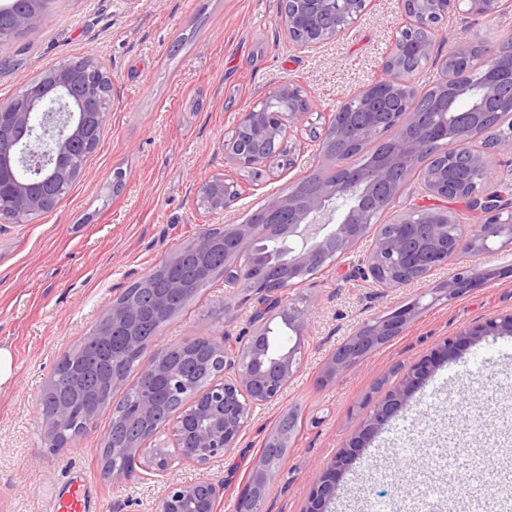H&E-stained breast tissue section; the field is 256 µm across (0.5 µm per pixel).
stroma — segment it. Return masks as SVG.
I'll use <instances>...</instances> for the list:
<instances>
[{
    "instance_id": "1",
    "label": "stroma",
    "mask_w": 512,
    "mask_h": 512,
    "mask_svg": "<svg viewBox=\"0 0 512 512\" xmlns=\"http://www.w3.org/2000/svg\"><path fill=\"white\" fill-rule=\"evenodd\" d=\"M282 0H58L49 22L37 23L25 47L0 45V104L15 89L71 58L101 65L112 83V110L82 175L49 213L25 224H0V347L14 357L0 388V512H53L65 483L91 481L90 512H158L169 484L223 483L218 512H235L240 490L267 434L291 409L302 414L288 452L274 472L267 512H305L321 468L341 451L369 410L397 387L404 372L445 339L512 313V276L488 281L454 299L427 306L406 329L358 363L319 385L327 361L364 323L382 317L448 279L450 268L386 292L346 278L351 258L307 277L288 295L308 312L298 370L282 397L256 410L231 454L199 466L173 459L167 472L139 469L131 479L106 474L102 452L109 414L60 454L49 453L41 398L62 356L94 329L102 313L133 282L202 229L245 223L271 195L288 194L320 168L321 142L300 132L294 167L260 180L226 163L222 142L241 112L276 86H303L319 112H333L381 79L392 50L397 0H371L339 38L298 49L280 24ZM492 44L512 37V8L491 18L451 14L432 58L415 76L419 89L440 82L439 61L460 35ZM19 56L21 64L4 68ZM124 185L113 192L116 172ZM228 176L239 200L221 214L199 206L201 185ZM256 300L216 279L167 321L147 355L207 335L244 337ZM487 382L464 388V374ZM470 401L472 429L456 434L450 458L477 496L495 461L473 466L475 443L512 454V335L488 336L439 367L406 407L364 449L342 479L335 512H414L411 480L393 490L400 468L419 473L446 456L449 404Z\"/></svg>"
}]
</instances>
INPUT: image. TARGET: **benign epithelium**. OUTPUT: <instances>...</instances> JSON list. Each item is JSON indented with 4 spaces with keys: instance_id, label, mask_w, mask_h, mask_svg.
<instances>
[{
    "instance_id": "benign-epithelium-1",
    "label": "benign epithelium",
    "mask_w": 512,
    "mask_h": 512,
    "mask_svg": "<svg viewBox=\"0 0 512 512\" xmlns=\"http://www.w3.org/2000/svg\"><path fill=\"white\" fill-rule=\"evenodd\" d=\"M466 4V12L476 17H493L507 8L512 0H400V23L392 53L386 62L388 77L367 85L357 95L359 106L370 116L361 130H355L349 113L336 112L322 126L309 132L316 139L337 133L336 147L326 151L333 162L330 174L335 179L321 184L312 194L299 198L290 193L274 197L256 211L248 224L224 225L225 236L233 247H225L224 277L231 278L245 293L261 294L272 304L274 316L301 336L307 327L306 309L295 299L280 294L278 283L303 280L331 267L350 253L372 226L369 212L359 205L349 208L343 203L352 191L351 184L373 194L392 185V176L409 172L421 158L431 159L436 173L422 180L424 192L438 199L453 195L462 198L469 210L481 217L483 231L477 235L448 236L447 227L458 217L441 208L422 210L405 208L395 215L392 224L401 233H376L373 247L353 267L351 277L363 279L386 289L400 288L426 276L441 266L455 267V273L435 291L433 299L454 298L478 288L483 278L471 272L463 259L478 256L490 246L512 249V209L501 203L497 192L485 185L491 177L496 152L512 145V122L491 120L490 107L506 101L512 107V84L504 88L498 79H490L473 89L476 103L464 110L455 108V94L465 91L462 77L456 73L458 61L467 59L483 43L459 37L448 59L444 60L441 91L421 109L414 72L405 67L408 46L419 51H433V41L442 31L451 9ZM368 6V0H283L282 24L293 44H323L335 39L355 23ZM55 94H33L22 100L12 112H0V143L12 151H0V220L23 224L50 211L47 199L37 196L26 181L10 177L12 166L22 168L34 179L47 174L62 186L70 185L83 169L71 165V147L78 140L93 149L107 123L111 106H85L70 92L72 73L64 68L52 72ZM266 100H277L282 108L270 110L254 107L242 113L233 134L224 140L225 158L259 180L276 167L293 166L294 151L289 138L312 112V101L300 85L288 82L269 92ZM391 133L390 147L364 178L346 175L343 165L345 149L367 146L376 137ZM487 135L486 145L473 146L479 134ZM240 197L238 182L216 176L199 190L200 205L209 213L230 208ZM332 210L336 225L311 245L298 244L301 226L315 215ZM215 245L206 231L191 241V247L203 261ZM140 306L131 300H117L106 310L94 327L93 335L104 341L120 334L127 346L139 348L135 326ZM418 313L412 305L399 317H385L362 327L348 339L343 352L327 364L325 379L344 370L365 347L382 339L399 335ZM256 329L234 352L223 343H213L203 369L219 367L206 384L192 392L181 415L173 421L175 447L180 457L199 465L221 457L237 447L254 408L276 400L288 387L298 366L301 345L295 343L270 355L267 340L271 317H254ZM512 335V313L445 340L403 374L401 383L367 414L360 432L351 437L336 457L321 469L309 498L307 512H329L336 489L352 468L365 446L391 421L407 400L426 384L444 363L485 336ZM155 406L151 396L134 401L135 412H112V420L135 424L146 422ZM75 409L60 406L45 418L48 447L55 448L59 435L70 425ZM290 432L275 425L267 436L270 448L288 446ZM125 452L147 469L165 471L172 454L162 446L147 447V440H134ZM267 466L260 462L248 483L241 489L245 512H265ZM224 495V485L201 480L193 484L174 485L161 502L160 512H171L176 504L185 512H217Z\"/></svg>"
}]
</instances>
